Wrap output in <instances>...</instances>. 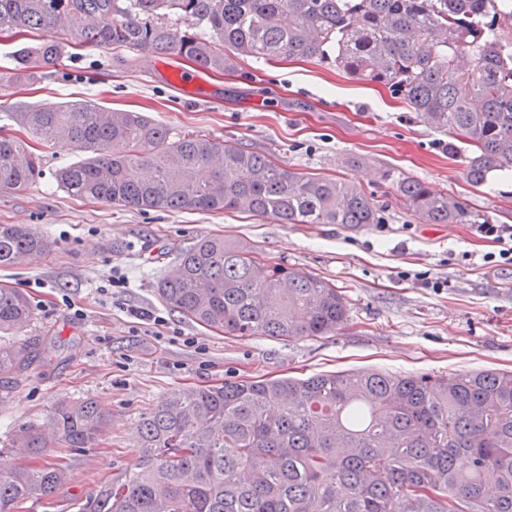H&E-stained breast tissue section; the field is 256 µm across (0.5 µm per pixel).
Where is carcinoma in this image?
Masks as SVG:
<instances>
[{
    "label": "carcinoma",
    "mask_w": 512,
    "mask_h": 512,
    "mask_svg": "<svg viewBox=\"0 0 512 512\" xmlns=\"http://www.w3.org/2000/svg\"><path fill=\"white\" fill-rule=\"evenodd\" d=\"M35 33L0 78L35 81L31 58L55 65L97 46L184 59L222 75L236 61L319 59L387 88L463 153L473 186L512 167V6L504 0H0V34ZM33 139L87 158L57 173L69 194L137 210L246 212L280 224L382 223L345 180L277 165L268 155L93 101L16 104ZM40 158L0 135V187L20 189ZM404 208L428 224H476L464 202L392 170ZM49 249L31 227L0 224V267ZM189 320L235 336H326L348 320L336 285L261 259L221 237L181 251L156 288ZM29 300L0 286V332L30 325ZM36 338L0 343V392L38 359ZM109 412L92 398L18 425L0 468V512L67 483L51 448H89ZM137 457L78 512H512V372L446 375L341 371L188 388L142 413Z\"/></svg>",
    "instance_id": "1"
}]
</instances>
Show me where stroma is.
Listing matches in <instances>:
<instances>
[{
    "label": "stroma",
    "instance_id": "obj_1",
    "mask_svg": "<svg viewBox=\"0 0 512 512\" xmlns=\"http://www.w3.org/2000/svg\"><path fill=\"white\" fill-rule=\"evenodd\" d=\"M183 61L83 47L35 83L0 89L6 108L91 99L106 109L147 113L173 131H197L268 154L297 172L345 178L382 206L383 221L351 230L337 224H280L233 212H167L91 203L69 195L58 169L80 149L40 142L34 181L0 188V224H27L50 250L40 262L0 269V285L31 302L29 335L43 337L36 361L0 399V442L22 423L46 422L62 400H97L112 415L90 448H54L69 480L52 498L17 512H78L95 487L130 466L133 424L165 397L247 377H307L376 369L391 374L512 370V268L485 261L495 243L473 224H426L404 209L379 170L391 167L461 198L480 220L512 225V170L497 187L468 184L448 139L379 86L348 77L334 58L267 64L239 61L234 73L201 75L198 91L170 82ZM221 236L336 284L348 323L329 336L280 340L230 336L181 316L154 292L180 250ZM125 287L110 284L114 272ZM443 287H433V280ZM164 317L155 328L144 312Z\"/></svg>",
    "mask_w": 512,
    "mask_h": 512
}]
</instances>
